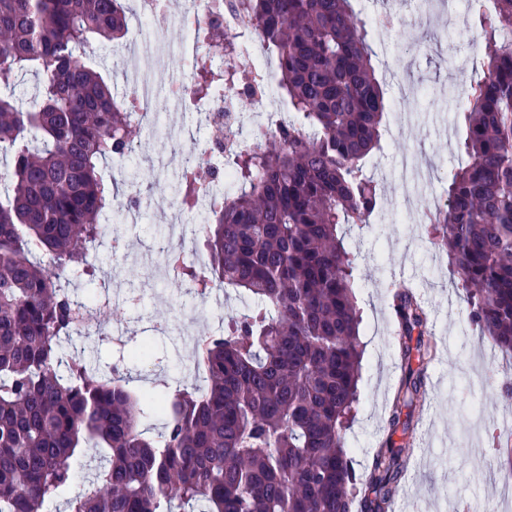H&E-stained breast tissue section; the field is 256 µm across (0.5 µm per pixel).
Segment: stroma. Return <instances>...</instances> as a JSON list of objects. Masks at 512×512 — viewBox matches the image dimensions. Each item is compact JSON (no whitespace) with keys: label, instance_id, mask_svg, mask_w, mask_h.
<instances>
[{"label":"stroma","instance_id":"stroma-1","mask_svg":"<svg viewBox=\"0 0 512 512\" xmlns=\"http://www.w3.org/2000/svg\"><path fill=\"white\" fill-rule=\"evenodd\" d=\"M352 6L368 31L372 64L385 92H392L395 81L405 82L414 92L415 112L405 126L390 113L382 146L363 167L380 189L379 206L367 226L349 233L361 255L356 278L364 357L360 404L345 432L346 445L361 477L386 437L409 454V471L390 512H448L452 503L466 512H492L500 495L491 435L512 423V401L499 394L503 383H512V359L492 348L470 323L463 293L448 277L447 257L432 247L422 227L423 215L442 205L448 181L463 160L455 115L462 92L481 72L483 43L468 6L451 7L450 19L440 21L426 13L423 0H352ZM184 38L179 27L168 29L169 56L162 67L154 53L139 52L138 69L154 76L156 87L183 71L179 45ZM141 142L145 152L130 169L153 200V210L143 224L125 228L121 265L113 264L110 248H103L96 279L73 274L67 285L78 300L108 298L103 328L123 327L124 345L76 335L64 351L85 353L106 373L119 369L135 393L162 396L178 387L204 388V375L193 370L195 341L214 329L216 317L213 304L198 300L185 282L151 276L172 200L173 175L158 161L170 154L171 144L160 134L142 135ZM401 280L413 283L431 309L437 354L424 365L410 430L391 435L386 427L402 372L388 286ZM131 288L141 292L138 303L125 298ZM155 322L167 325L168 335L154 334ZM142 345L149 347V357H132Z\"/></svg>","mask_w":512,"mask_h":512}]
</instances>
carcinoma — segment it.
<instances>
[{"label":"carcinoma","mask_w":512,"mask_h":512,"mask_svg":"<svg viewBox=\"0 0 512 512\" xmlns=\"http://www.w3.org/2000/svg\"><path fill=\"white\" fill-rule=\"evenodd\" d=\"M474 17L487 62L456 118L466 158L446 205L427 215L432 244L465 293L469 315L512 351V0H489ZM277 62L288 121L252 127V147L233 155L237 187L213 202L200 241L207 271L186 264L202 290L243 295L244 312L199 338L201 393L141 396L81 355L59 371L61 342L85 329L61 287L68 271L94 276L89 249L118 191L101 164L135 146V105L118 96L88 52L125 37L123 0H0V512H41L72 482L86 448L106 452L70 512H386L407 460L391 439L373 456L366 486L344 431L360 402L363 356L348 228L378 204L362 161L380 149L388 104L371 65L366 31L349 0H224ZM219 27L203 30L193 95L222 84L263 93L230 39L224 68ZM35 79L19 107L17 80ZM205 182L198 168L174 177L185 210ZM404 379L389 425L409 428L399 405L420 393L428 313L403 283L391 291ZM165 417L141 429V403Z\"/></svg>","instance_id":"1"}]
</instances>
